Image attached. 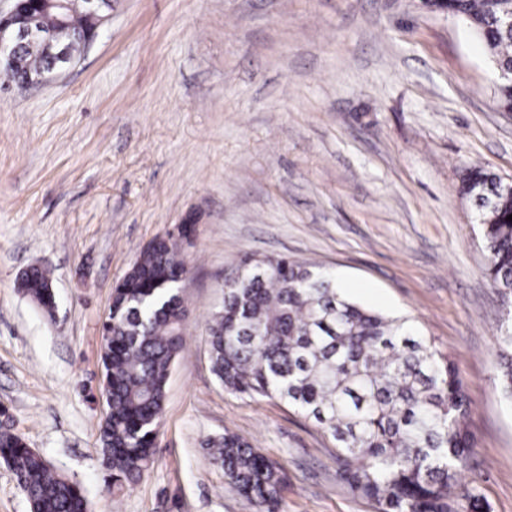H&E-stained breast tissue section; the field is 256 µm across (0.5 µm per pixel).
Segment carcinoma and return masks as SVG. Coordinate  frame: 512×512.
I'll list each match as a JSON object with an SVG mask.
<instances>
[{"mask_svg":"<svg viewBox=\"0 0 512 512\" xmlns=\"http://www.w3.org/2000/svg\"><path fill=\"white\" fill-rule=\"evenodd\" d=\"M464 17L487 47L497 71L512 69V0H427ZM65 38L77 56L102 25L83 7L67 13ZM39 44L21 45L0 66L18 88L56 70ZM462 193L472 202L487 256V276L512 301V194L480 166L465 169ZM180 239L142 250L115 289L104 325L101 395L108 407L99 428L110 485L120 492L152 464L148 435L163 416L173 361L184 344L179 296ZM49 270L34 267L19 288L52 314ZM212 371L224 389L276 398L311 418L336 443L338 476L379 512H487L467 489L472 436L463 382L447 356L408 321L367 310L340 295L331 272L286 257L245 258L224 286L210 324ZM501 390L512 399V326L498 336ZM212 461L239 494L274 512L280 469L245 438L226 432L212 443ZM0 461L15 475L30 512H86L79 487L8 429Z\"/></svg>","mask_w":512,"mask_h":512,"instance_id":"cac0c4a2","label":"carcinoma"}]
</instances>
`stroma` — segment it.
<instances>
[{
	"mask_svg": "<svg viewBox=\"0 0 512 512\" xmlns=\"http://www.w3.org/2000/svg\"><path fill=\"white\" fill-rule=\"evenodd\" d=\"M512 179V112L480 39L422 0H112L59 76L0 81V424L77 483L88 512H256L209 440L277 464V512H376L338 479L334 441L286 403L224 389L209 325L247 256L334 272L346 297L410 319L462 378L463 483L512 512V402L465 168ZM197 220L153 462L112 493L97 438L101 324L153 239ZM53 272L46 314L19 273Z\"/></svg>",
	"mask_w": 512,
	"mask_h": 512,
	"instance_id": "obj_1",
	"label": "stroma"
}]
</instances>
